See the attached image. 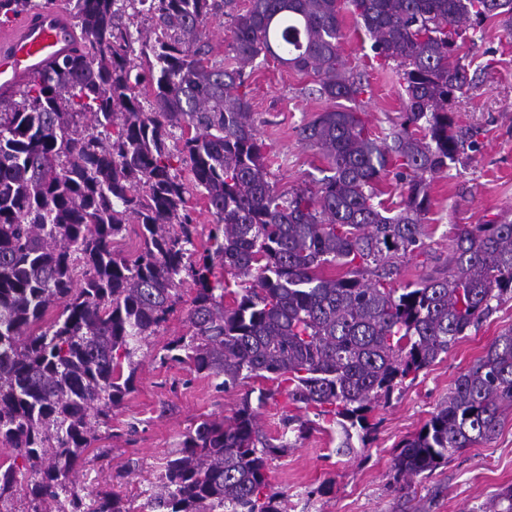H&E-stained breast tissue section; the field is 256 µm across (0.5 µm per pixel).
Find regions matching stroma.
<instances>
[{
    "mask_svg": "<svg viewBox=\"0 0 512 512\" xmlns=\"http://www.w3.org/2000/svg\"><path fill=\"white\" fill-rule=\"evenodd\" d=\"M340 55L368 90L353 102L364 113L371 137L382 138L404 119L407 96L396 64L379 67L371 40L345 18ZM458 51L470 85L451 109L459 125L477 128L475 143L433 177L432 206L424 242L431 262L444 263L458 228L512 221V34L498 21L464 33ZM254 125L269 150L272 182L283 192L317 186L326 177L321 153L306 145L299 128L327 103L312 95L316 79L271 60L242 67ZM193 296L181 299L155 336L138 353L132 389L112 410L111 437L90 449L76 480L85 491L108 485L141 512L163 459L203 419L232 417L244 388L216 391L209 378L184 364H161L168 342L187 330ZM512 328V299L501 302L415 380L396 389L369 415L365 438L338 452L339 432L313 430L269 461V480L283 492V512H481L495 493L512 487V410L504 411L489 444L465 449L429 474L397 478L393 458L402 441L430 418L463 374L502 331Z\"/></svg>",
    "mask_w": 512,
    "mask_h": 512,
    "instance_id": "35a3bbf8",
    "label": "stroma"
}]
</instances>
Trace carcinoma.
<instances>
[{"mask_svg":"<svg viewBox=\"0 0 512 512\" xmlns=\"http://www.w3.org/2000/svg\"><path fill=\"white\" fill-rule=\"evenodd\" d=\"M0 0V26L46 8ZM77 47L0 96V512H132L120 496L78 489L75 472L112 408L133 387L142 344L191 282L186 333L163 364L187 363L220 392H246L229 421L203 419L170 452L145 512H283L269 458L316 421L342 448L409 376L448 353L512 299V222L458 229L448 263L395 284L424 254L427 177L448 169L477 131L448 104L469 85L463 27L493 18L512 34V0H66ZM397 63L407 95L400 127L378 141L364 94L339 53L341 13ZM230 19L234 58L258 57L317 76L329 106L299 129L332 175L285 196L269 178L243 72L211 58L208 25ZM141 18L148 28L135 26ZM399 210L376 201L389 170ZM188 172L186 179L183 172ZM214 217L196 257L193 192ZM140 228V250L112 251ZM336 264L344 275L327 277ZM241 278L232 293L216 268ZM234 294L233 304L224 302ZM282 396L280 443L259 408ZM512 409V329L456 380L448 399L393 459L419 476L492 440ZM24 481H19V476Z\"/></svg>","mask_w":512,"mask_h":512,"instance_id":"cac0c4a2","label":"carcinoma"}]
</instances>
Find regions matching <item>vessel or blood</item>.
<instances>
[{
	"instance_id": "1",
	"label": "vessel or blood",
	"mask_w": 512,
	"mask_h": 512,
	"mask_svg": "<svg viewBox=\"0 0 512 512\" xmlns=\"http://www.w3.org/2000/svg\"><path fill=\"white\" fill-rule=\"evenodd\" d=\"M74 46L69 20L62 11L50 8L24 17L0 34V94L12 93Z\"/></svg>"
}]
</instances>
